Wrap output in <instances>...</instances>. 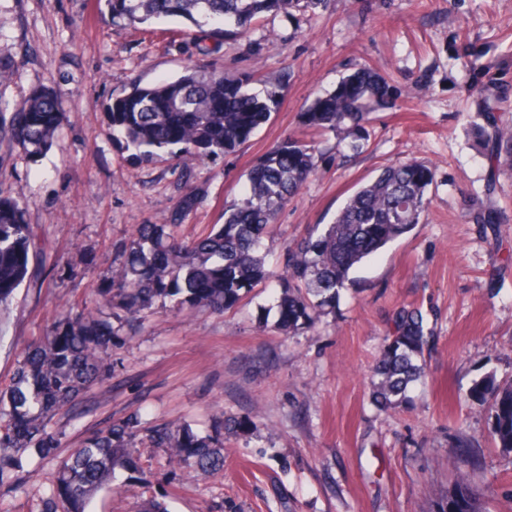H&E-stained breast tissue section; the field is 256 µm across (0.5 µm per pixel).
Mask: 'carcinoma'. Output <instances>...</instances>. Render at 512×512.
<instances>
[{
  "instance_id": "carcinoma-1",
  "label": "carcinoma",
  "mask_w": 512,
  "mask_h": 512,
  "mask_svg": "<svg viewBox=\"0 0 512 512\" xmlns=\"http://www.w3.org/2000/svg\"><path fill=\"white\" fill-rule=\"evenodd\" d=\"M112 19L130 26L160 19H178L215 42L245 34L263 14H314L326 0H106ZM249 79L224 72L186 67L178 78L154 85L134 84L110 98L105 112L112 138L141 161L163 153L194 154L215 164L233 154L267 124L287 92L283 78L264 82L257 93ZM398 92L370 67L360 66L336 87L316 96L299 113L292 134L271 147L246 174L245 188L224 209V223L203 237L176 235L182 221L196 209L194 193L181 196L169 223L141 224L118 247L119 259L95 290L97 302L112 308V321L85 307L59 319L45 339L28 348L17 365L12 385L0 390V481L23 468L28 456L46 457L58 448L49 424L57 412L72 409L82 395L112 372L108 355L133 329L143 313L168 297L191 308L222 313L270 277L262 244L288 200L317 174L324 160L313 135H336V151L358 155L364 149L373 115L397 107ZM58 92L48 84L33 88L11 107L0 100V142L19 145L31 157L51 147L60 131ZM498 98L483 91L479 111L486 125L475 139L496 162L512 163V125L499 122ZM434 179L425 164L409 160L383 168L357 188L330 224L314 228L287 246L278 278L275 325L296 334L318 317L336 309L340 289L369 257L415 229L428 205ZM477 224H500L503 211L481 202L470 208ZM32 239L24 208L0 189V299L23 280ZM392 335L373 367L377 377L372 398L386 411L409 401L411 387L424 377L421 363L430 331L417 308H400ZM473 396L490 401L489 437L496 447L512 452V383L482 380ZM141 420L133 411L95 432L60 463L51 507L66 494L63 512H86L98 490L112 483L116 469L137 467L135 447ZM247 422L214 423L201 435L186 426L153 428L149 441L165 448L173 469L209 472L224 469V430ZM430 512H483L468 474H459L454 488L434 501Z\"/></svg>"
}]
</instances>
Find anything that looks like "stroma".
<instances>
[{"label":"stroma","instance_id":"35a3bbf8","mask_svg":"<svg viewBox=\"0 0 512 512\" xmlns=\"http://www.w3.org/2000/svg\"><path fill=\"white\" fill-rule=\"evenodd\" d=\"M0 35L15 74L0 98L23 100L40 83L59 90L61 133L37 159L0 145V187L25 209L35 246L27 275L0 301V389L22 352L48 336L66 310L90 303L116 248L138 225L164 224L178 198L199 195L177 234L223 223L245 171L296 128L297 115L368 65L402 90L379 112L364 151L327 157L281 211L264 244L271 271L289 242L327 224L347 197L384 166L416 159L434 181L421 224L351 276L334 313L293 336L264 317L276 280L217 314L157 304L112 351V376L86 395L89 411L51 423L61 445L29 457L0 483V512H47L60 459L130 411L142 417L141 469L116 471L90 512H139L157 498L169 512H430L458 477L452 440L479 443L471 482L485 512H512V453L488 438V403L477 381L512 382V169L477 148L484 124L473 89L491 84L512 123V0H329L316 15H266L219 51L177 20L113 23L106 0H0ZM254 84L287 76L268 124L222 164L197 156L133 160L112 140L104 108L134 82L180 76L188 63ZM501 208V224H476L470 199ZM422 310L431 331L427 379L410 405L378 411L372 368L401 306ZM254 429L224 436L223 471L172 472L148 434L168 423L207 433L216 418Z\"/></svg>","mask_w":512,"mask_h":512}]
</instances>
